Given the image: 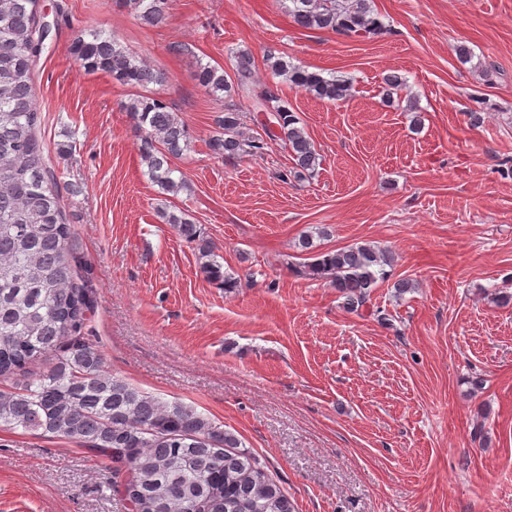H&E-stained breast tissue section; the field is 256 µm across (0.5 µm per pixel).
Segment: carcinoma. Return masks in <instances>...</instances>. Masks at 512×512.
<instances>
[{
	"instance_id": "cac0c4a2",
	"label": "carcinoma",
	"mask_w": 512,
	"mask_h": 512,
	"mask_svg": "<svg viewBox=\"0 0 512 512\" xmlns=\"http://www.w3.org/2000/svg\"><path fill=\"white\" fill-rule=\"evenodd\" d=\"M167 0H126L145 26L166 19ZM288 15L306 30L347 39L374 38L387 31L369 0H288ZM44 41L39 0H0V377L27 373L43 357L49 369L0 391V428L42 431L96 453L122 479L112 490L129 512H294L293 505L240 440L208 417L181 403H168L105 370L104 358L85 336L95 308L86 264L48 169L38 127L33 71ZM87 74L107 73L136 93L122 104L136 123L141 156L150 180L164 193L187 188L173 160L190 148L187 125L149 86L165 73L97 27L79 31L70 45ZM232 73L200 63L196 83L224 101L210 148L220 156H260L267 141L279 140L301 181L320 165V155L280 97L278 83H261L247 52L234 56ZM272 77L315 97L342 102L351 86L340 79L266 55ZM274 115L266 138L243 139L238 99ZM188 242L200 237L181 211L163 215ZM201 268L226 288L237 280L214 259L213 246L199 245ZM391 255L367 244L316 254L310 274L336 289L350 312L368 307L388 276Z\"/></svg>"
}]
</instances>
